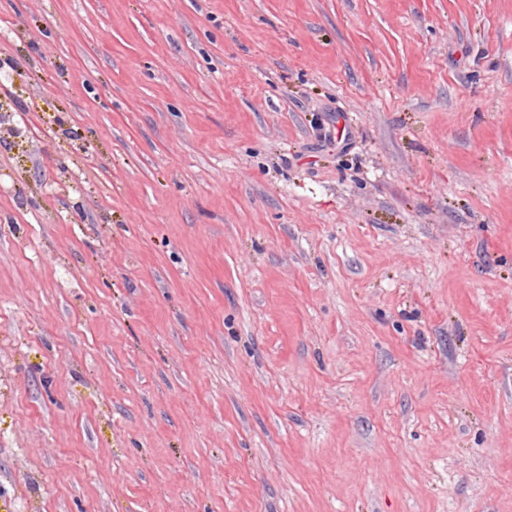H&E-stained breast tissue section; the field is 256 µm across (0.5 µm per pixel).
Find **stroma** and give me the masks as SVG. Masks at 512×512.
<instances>
[{"instance_id": "1", "label": "stroma", "mask_w": 512, "mask_h": 512, "mask_svg": "<svg viewBox=\"0 0 512 512\" xmlns=\"http://www.w3.org/2000/svg\"><path fill=\"white\" fill-rule=\"evenodd\" d=\"M0 512H512V0H0Z\"/></svg>"}]
</instances>
